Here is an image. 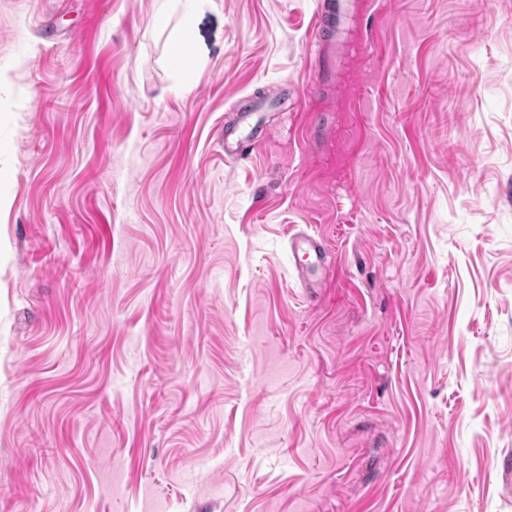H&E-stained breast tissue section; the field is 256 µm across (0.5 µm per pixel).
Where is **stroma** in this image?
Returning a JSON list of instances; mask_svg holds the SVG:
<instances>
[{"label":"stroma","mask_w":512,"mask_h":512,"mask_svg":"<svg viewBox=\"0 0 512 512\" xmlns=\"http://www.w3.org/2000/svg\"><path fill=\"white\" fill-rule=\"evenodd\" d=\"M317 11L0 0V512H512V0ZM317 13L315 25L322 31L325 43L331 44L336 42V36L342 32L341 25L343 19L350 11L351 0H323ZM337 21V30H336ZM238 128L241 130L234 142L224 140V152L227 155L236 156L246 148L255 146L258 142L256 133L261 132V139L265 137L262 131L261 117L258 110L249 102L240 104L237 112ZM290 247L295 259L296 269L304 282V287L313 288L310 276L322 267L324 260L322 244L315 236L304 234L292 238ZM300 253L304 262L298 261Z\"/></svg>","instance_id":"obj_1"}]
</instances>
